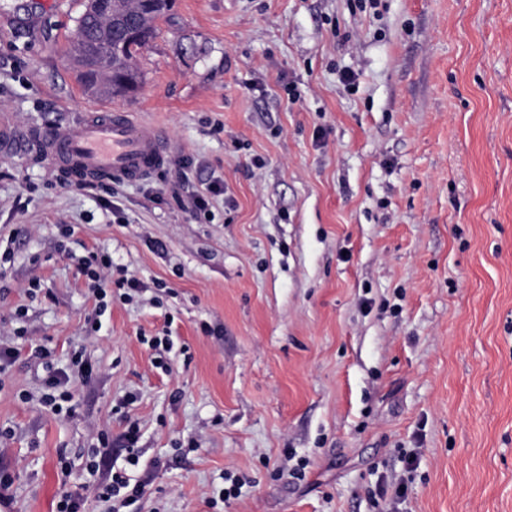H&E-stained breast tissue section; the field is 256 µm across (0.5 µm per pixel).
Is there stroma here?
Segmentation results:
<instances>
[{
    "mask_svg": "<svg viewBox=\"0 0 512 512\" xmlns=\"http://www.w3.org/2000/svg\"><path fill=\"white\" fill-rule=\"evenodd\" d=\"M84 4L0 0V136L106 105L65 55ZM157 26L115 103L166 131L162 169L82 186L0 153V336L92 368L69 415L38 363L0 375L4 512H56L131 420L136 512H379L400 483L398 512H512V0H173ZM93 251L144 291L96 313Z\"/></svg>",
    "mask_w": 512,
    "mask_h": 512,
    "instance_id": "stroma-1",
    "label": "stroma"
}]
</instances>
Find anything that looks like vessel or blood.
<instances>
[{
	"label": "vessel or blood",
	"instance_id": "b4317fda",
	"mask_svg": "<svg viewBox=\"0 0 512 512\" xmlns=\"http://www.w3.org/2000/svg\"><path fill=\"white\" fill-rule=\"evenodd\" d=\"M39 154L74 180L133 182L165 162L160 129L135 121L131 112L107 106L58 124L39 139Z\"/></svg>",
	"mask_w": 512,
	"mask_h": 512
}]
</instances>
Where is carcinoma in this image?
I'll return each instance as SVG.
<instances>
[{"label":"carcinoma","mask_w":512,"mask_h":512,"mask_svg":"<svg viewBox=\"0 0 512 512\" xmlns=\"http://www.w3.org/2000/svg\"><path fill=\"white\" fill-rule=\"evenodd\" d=\"M170 8V3L160 0L146 5L142 0H115L112 18L84 11L77 20L75 36L70 38L66 56L78 71L80 83L91 89L100 84L112 83V96H124L134 91L140 82L137 55L154 37L156 23ZM112 43V61L94 66V61L76 53V40Z\"/></svg>","instance_id":"obj_1"}]
</instances>
